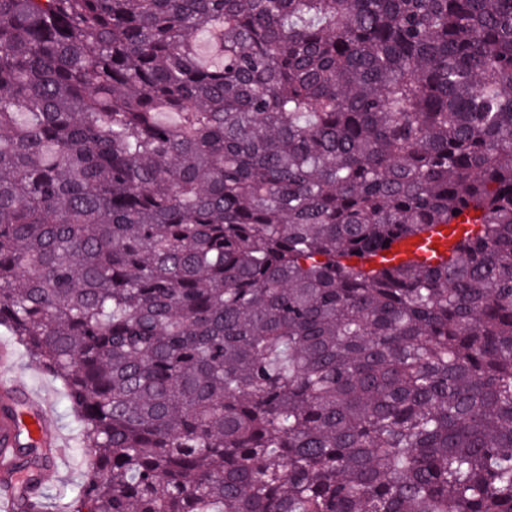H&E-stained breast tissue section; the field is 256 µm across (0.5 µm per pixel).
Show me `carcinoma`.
<instances>
[{
	"label": "carcinoma",
	"instance_id": "obj_1",
	"mask_svg": "<svg viewBox=\"0 0 512 512\" xmlns=\"http://www.w3.org/2000/svg\"><path fill=\"white\" fill-rule=\"evenodd\" d=\"M1 327L63 512H512V0H0ZM460 226L452 225H439L435 233L433 234L432 240L434 243L439 244V249L433 251H424L417 243L413 240H402L397 242L391 253L388 255L390 258H394L395 261H423L430 259L434 261L435 258H431L433 253L438 256L439 253L448 249L458 239L460 233ZM1 341L11 344L16 350V359L13 365L14 378L36 391L49 395L56 414L58 431L67 442L68 447L65 448L63 441L54 435L55 418L48 398L26 388H22V391L16 393L15 395H18L19 399L25 403L26 408L20 424L28 431L30 439L36 441L39 448L47 449L50 465L46 470L37 471L32 481L23 484L14 471L5 474L2 469L0 510L2 512L16 510L19 492L32 482H41L47 472L59 471L58 462L62 458L65 448L64 457L67 465L60 469V480L55 486L43 492L44 501L48 505L47 511L61 512V506L65 502L61 495L72 485L79 483L87 469L86 452L82 448H78L77 442L79 420L67 407L61 383L46 374L38 363L29 359L23 349L14 343L12 337L8 336L3 328H0ZM16 386V381L4 377L3 372L0 371V393L3 398L6 395L14 397ZM26 418H30V423H26ZM18 424L12 418L3 414L0 416L1 448H15L18 432L22 429Z\"/></svg>",
	"mask_w": 512,
	"mask_h": 512
}]
</instances>
